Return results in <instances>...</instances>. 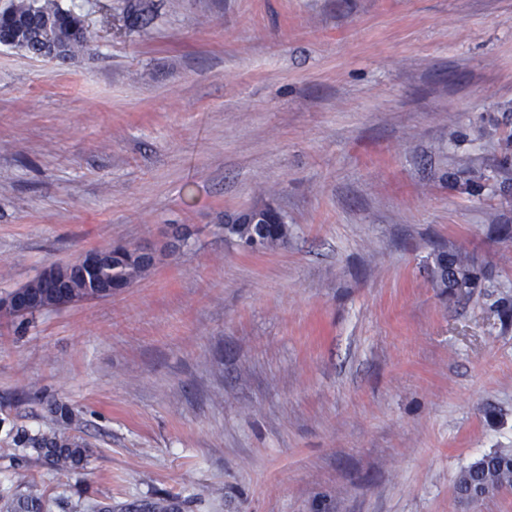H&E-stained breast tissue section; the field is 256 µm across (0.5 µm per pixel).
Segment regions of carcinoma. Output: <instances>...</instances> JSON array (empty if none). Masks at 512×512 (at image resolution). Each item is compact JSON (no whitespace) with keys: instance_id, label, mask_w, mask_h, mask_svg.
<instances>
[{"instance_id":"cac0c4a2","label":"carcinoma","mask_w":512,"mask_h":512,"mask_svg":"<svg viewBox=\"0 0 512 512\" xmlns=\"http://www.w3.org/2000/svg\"><path fill=\"white\" fill-rule=\"evenodd\" d=\"M70 28L72 35L63 43V58L70 59L90 48V33L81 14L62 8L57 0H10L0 10V44L10 46L34 57L44 55L45 46L54 43L50 32L54 28ZM505 176L503 193L509 192L512 172V132L505 135L497 164ZM251 219V224H233L225 235L235 239L252 252H262L288 241L290 228L284 212L272 201L238 214ZM148 265L137 255V248L125 247L123 253L112 252V259L79 280L71 289L74 303L105 299L108 294L101 284L112 282V292L129 287L146 271ZM433 287L446 293L456 289L468 293L480 286L482 270L465 251H439L430 267ZM48 411L57 420L69 426H78L80 413L55 401L48 404ZM22 457L35 456V460L60 473H72L86 467L90 448L82 436L50 430L30 434L25 429L16 430L12 438ZM480 486L491 495L512 489V448H501L482 456L461 472L456 489L463 495ZM46 495L33 480L22 477L16 481L13 493L0 505V512H46ZM128 512H181L180 502L173 497H159L129 505Z\"/></svg>"}]
</instances>
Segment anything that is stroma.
I'll use <instances>...</instances> for the list:
<instances>
[{
  "label": "stroma",
  "mask_w": 512,
  "mask_h": 512,
  "mask_svg": "<svg viewBox=\"0 0 512 512\" xmlns=\"http://www.w3.org/2000/svg\"><path fill=\"white\" fill-rule=\"evenodd\" d=\"M72 60L0 46V294L115 244L189 242L129 288L0 320V497H156L182 512L467 508L461 470L512 448V0H58ZM270 190L287 245L224 217ZM485 270L441 295L438 249ZM81 412L91 457L14 459L11 429Z\"/></svg>",
  "instance_id": "1"
}]
</instances>
